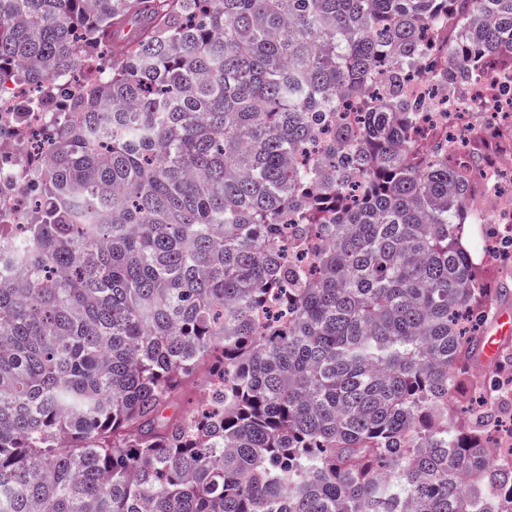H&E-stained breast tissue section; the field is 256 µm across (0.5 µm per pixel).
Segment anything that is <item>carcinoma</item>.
<instances>
[{"label":"carcinoma","instance_id":"obj_1","mask_svg":"<svg viewBox=\"0 0 512 512\" xmlns=\"http://www.w3.org/2000/svg\"><path fill=\"white\" fill-rule=\"evenodd\" d=\"M425 58L512 91V0H0V152L67 115L0 223V512H512L463 243L512 141L419 146ZM62 124V114L58 112H31L28 116V131L41 147H46L51 142V135Z\"/></svg>","mask_w":512,"mask_h":512}]
</instances>
